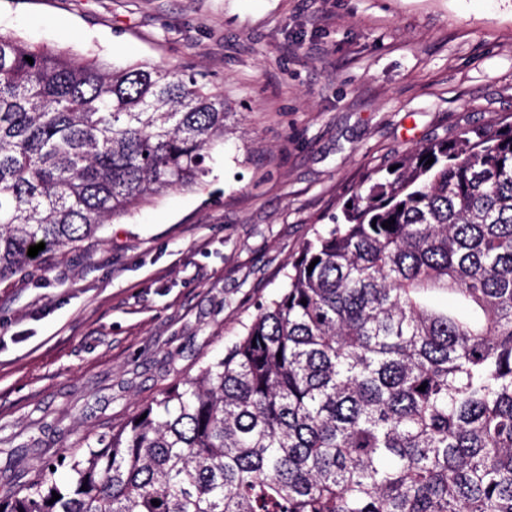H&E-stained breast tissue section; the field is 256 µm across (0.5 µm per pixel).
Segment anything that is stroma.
<instances>
[{"label":"stroma","instance_id":"stroma-1","mask_svg":"<svg viewBox=\"0 0 512 512\" xmlns=\"http://www.w3.org/2000/svg\"><path fill=\"white\" fill-rule=\"evenodd\" d=\"M0 32L229 113L203 188L0 283V496L222 357L370 168L512 121V0H0Z\"/></svg>","mask_w":512,"mask_h":512}]
</instances>
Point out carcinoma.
<instances>
[{
  "label": "carcinoma",
  "instance_id": "cac0c4a2",
  "mask_svg": "<svg viewBox=\"0 0 512 512\" xmlns=\"http://www.w3.org/2000/svg\"><path fill=\"white\" fill-rule=\"evenodd\" d=\"M226 118L194 73L0 32V282L200 187ZM332 221L224 357L3 512H512V122L371 169Z\"/></svg>",
  "mask_w": 512,
  "mask_h": 512
}]
</instances>
